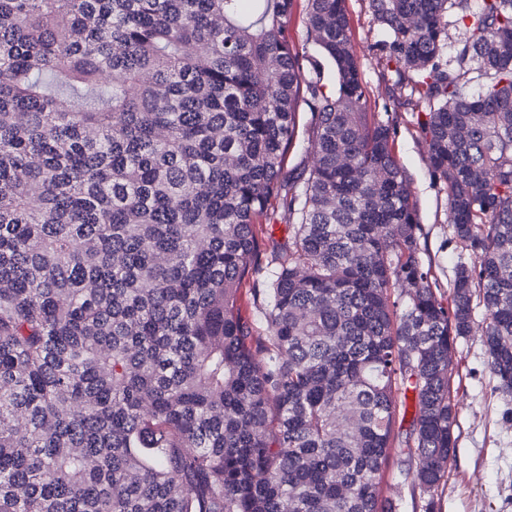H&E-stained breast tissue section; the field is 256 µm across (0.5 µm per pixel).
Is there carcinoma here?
I'll list each match as a JSON object with an SVG mask.
<instances>
[{"instance_id":"cac0c4a2","label":"carcinoma","mask_w":512,"mask_h":512,"mask_svg":"<svg viewBox=\"0 0 512 512\" xmlns=\"http://www.w3.org/2000/svg\"><path fill=\"white\" fill-rule=\"evenodd\" d=\"M295 2L0 0V512H397V440L432 512L453 344L512 396V0H369L474 255L449 307L345 0H305L309 78ZM297 6L294 9L291 22L288 27V38L291 43L296 47L300 55V64L306 75L314 74V65L311 60L312 51L310 45L306 43V31L303 22V0H297ZM299 139L296 145L291 149L288 154V168L311 166L314 160L313 152L308 148L306 136L303 133V128L309 124L311 114L305 105H301L299 108ZM398 450L393 449L389 465L385 469L381 483V495L383 498L399 500L400 512H423L420 507L415 509L411 499L410 483H404L399 475L397 467Z\"/></svg>"}]
</instances>
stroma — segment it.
Wrapping results in <instances>:
<instances>
[{
    "label": "stroma",
    "mask_w": 512,
    "mask_h": 512,
    "mask_svg": "<svg viewBox=\"0 0 512 512\" xmlns=\"http://www.w3.org/2000/svg\"><path fill=\"white\" fill-rule=\"evenodd\" d=\"M352 19V43L367 85L370 113L388 124L407 184L418 209L419 258L431 272L443 302L452 299L450 282L463 251L448 222V190L430 167L411 107L389 105L391 76L383 71L380 32L368 0H346ZM484 347L476 336L457 341L452 353V396L458 436L445 484L434 497L433 512H512V414L486 368Z\"/></svg>",
    "instance_id": "35a3bbf8"
}]
</instances>
